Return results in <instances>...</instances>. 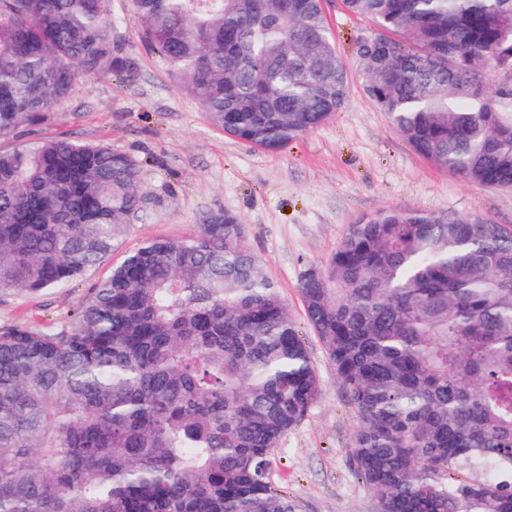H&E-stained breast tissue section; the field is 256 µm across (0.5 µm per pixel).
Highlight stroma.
I'll return each mask as SVG.
<instances>
[{"label":"stroma","mask_w":512,"mask_h":512,"mask_svg":"<svg viewBox=\"0 0 512 512\" xmlns=\"http://www.w3.org/2000/svg\"><path fill=\"white\" fill-rule=\"evenodd\" d=\"M322 5L349 72V98L324 125L269 151L213 126L142 39L130 0H112L119 20L114 36L134 62L133 75L81 80L45 123L21 138L103 143L128 155L140 166L143 208L107 257L68 287L38 294L1 290L0 330L66 326L91 288L143 240L187 236L211 212L237 215L286 300L319 378L316 401L271 458L270 479L300 512H376L351 454L356 415L307 323L301 272L325 263L349 224L389 206L478 214L512 226V192L469 184L416 153L363 90L354 42L370 35L373 23L350 13L343 0Z\"/></svg>","instance_id":"obj_1"}]
</instances>
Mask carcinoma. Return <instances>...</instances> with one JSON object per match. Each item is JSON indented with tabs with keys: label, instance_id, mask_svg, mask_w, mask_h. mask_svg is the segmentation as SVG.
Here are the masks:
<instances>
[{
	"label": "carcinoma",
	"instance_id": "obj_1",
	"mask_svg": "<svg viewBox=\"0 0 512 512\" xmlns=\"http://www.w3.org/2000/svg\"><path fill=\"white\" fill-rule=\"evenodd\" d=\"M112 0H0V138L130 72ZM209 121L280 150L340 111L319 0H131ZM364 90L436 167L512 191V0H345ZM140 167L96 143L0 150V289L65 288L112 249ZM299 292L355 411L377 512H512V229L363 215ZM319 379L237 216L141 242L68 328L0 331V512H298L269 476Z\"/></svg>",
	"mask_w": 512,
	"mask_h": 512
}]
</instances>
